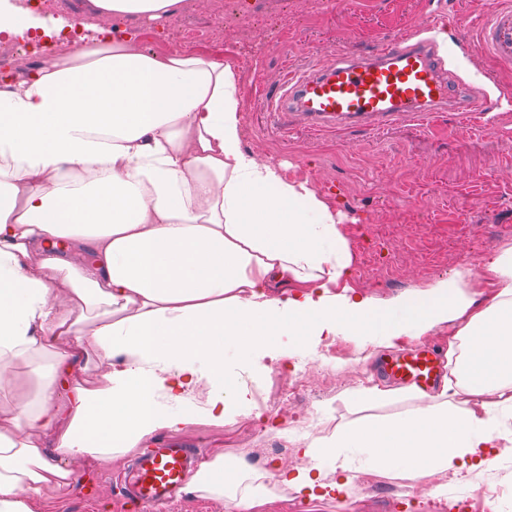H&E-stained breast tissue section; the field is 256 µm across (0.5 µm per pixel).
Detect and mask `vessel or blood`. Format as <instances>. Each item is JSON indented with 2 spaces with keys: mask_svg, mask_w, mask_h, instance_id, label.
Returning a JSON list of instances; mask_svg holds the SVG:
<instances>
[{
  "mask_svg": "<svg viewBox=\"0 0 512 512\" xmlns=\"http://www.w3.org/2000/svg\"><path fill=\"white\" fill-rule=\"evenodd\" d=\"M425 37L381 45L373 60L358 63L337 56L330 64L287 73L277 111L296 116L312 131L347 130L367 124L389 125L434 112H486V100L455 84L437 50L432 25ZM477 49L512 63V10L492 9L481 27ZM444 368L435 348L424 346L382 360L391 379L431 392ZM204 455L198 448L159 444L138 455L130 470L117 473L122 497L140 506L168 507L188 484Z\"/></svg>",
  "mask_w": 512,
  "mask_h": 512,
  "instance_id": "b4317fda",
  "label": "vessel or blood"
}]
</instances>
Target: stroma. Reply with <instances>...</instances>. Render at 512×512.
Returning a JSON list of instances; mask_svg holds the SVG:
<instances>
[{
  "label": "stroma",
  "mask_w": 512,
  "mask_h": 512,
  "mask_svg": "<svg viewBox=\"0 0 512 512\" xmlns=\"http://www.w3.org/2000/svg\"><path fill=\"white\" fill-rule=\"evenodd\" d=\"M288 44L271 32L250 37L225 33L192 46V53L230 65L241 90L242 146L258 159L280 167L284 176L306 178L341 213L346 238H358L355 265L368 279L351 276L355 293L395 300L425 292L448 279V266L425 270L446 250H455L476 276L472 295L478 307L489 305L495 291L480 279L487 262L512 247V64L494 60L475 44L487 16V0H284ZM447 26L448 51L457 74L469 89L489 95L488 120L443 112L431 123L402 120L380 128L315 134L291 127L273 107L286 71L327 65L336 54L366 57L384 43L415 32L430 19ZM347 366L337 369L336 387H322L327 364L319 351L290 359L302 372L303 391L280 414L258 416L255 406L235 409L223 426L197 423L178 431L161 430L155 440H187L206 453L223 456L228 467L241 466L236 494L184 489L166 512H240L235 498L248 494L253 474L265 476L269 494L249 512H428L429 506L460 507L461 512H512V449H497L481 470L443 479L441 474L408 477L397 472H367L362 456L350 457L352 472L343 494L312 500L275 487L276 469L313 467L303 453L311 441L335 428L401 415L414 406L409 387L377 374L384 350L346 338ZM379 386L394 391L382 404H354L353 392ZM259 422L269 452L251 459L241 424ZM298 436L288 454L277 451L289 426ZM129 455L88 462L74 470L91 474L94 488L84 497L44 488L29 502L31 512H139L114 495L112 475Z\"/></svg>",
  "instance_id": "obj_1"
}]
</instances>
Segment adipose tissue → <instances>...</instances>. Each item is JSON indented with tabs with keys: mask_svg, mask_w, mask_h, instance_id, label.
<instances>
[{
	"mask_svg": "<svg viewBox=\"0 0 512 512\" xmlns=\"http://www.w3.org/2000/svg\"><path fill=\"white\" fill-rule=\"evenodd\" d=\"M115 18L161 20L182 0H94ZM135 33L95 30L30 77L0 86V400L38 355L33 406L0 429V512L69 488L71 460H106L153 433L226 421L246 394L228 355L277 363L336 336L394 348L448 323L455 358L411 413L309 443L315 470L281 473L309 498L344 488L348 450L371 470L482 468L512 447V248L424 295L380 303L346 289L340 217L308 181L242 149L238 79L187 52L146 54ZM55 187L46 190L43 181ZM72 310L52 304L57 282ZM295 294L270 296L275 282ZM471 398V407L453 404Z\"/></svg>",
	"mask_w": 512,
	"mask_h": 512,
	"instance_id": "adipose-tissue-1",
	"label": "adipose tissue"
}]
</instances>
